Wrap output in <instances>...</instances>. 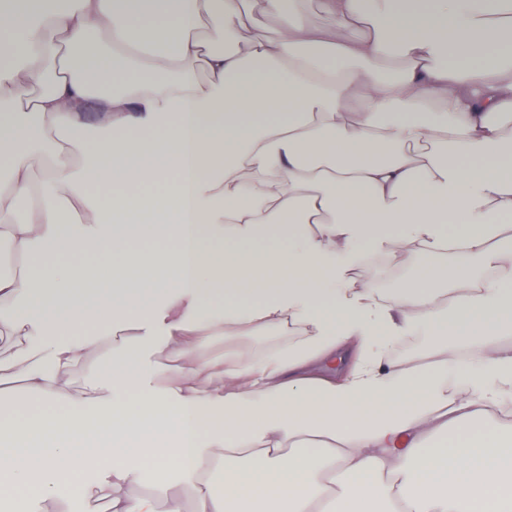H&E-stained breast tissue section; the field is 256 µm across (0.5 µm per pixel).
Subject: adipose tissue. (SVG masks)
<instances>
[{
    "label": "adipose tissue",
    "mask_w": 512,
    "mask_h": 512,
    "mask_svg": "<svg viewBox=\"0 0 512 512\" xmlns=\"http://www.w3.org/2000/svg\"><path fill=\"white\" fill-rule=\"evenodd\" d=\"M304 3L0 0V336L42 408L1 362V501L83 494L106 438L159 474L130 497L137 466L107 464L113 512H183L174 469L196 512H512V13ZM409 249L411 284L373 288L371 258ZM269 328L301 337L202 351ZM416 333L439 346L385 359ZM170 491L172 494L181 498L184 512H196L195 496L192 484L177 470H172L168 474Z\"/></svg>",
    "instance_id": "ef3b65f1"
}]
</instances>
